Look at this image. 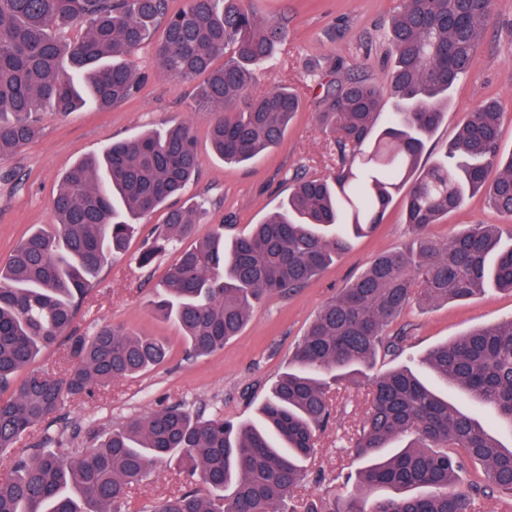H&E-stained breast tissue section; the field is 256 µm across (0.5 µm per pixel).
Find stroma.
I'll list each match as a JSON object with an SVG mask.
<instances>
[{
    "label": "stroma",
    "instance_id": "stroma-1",
    "mask_svg": "<svg viewBox=\"0 0 512 512\" xmlns=\"http://www.w3.org/2000/svg\"><path fill=\"white\" fill-rule=\"evenodd\" d=\"M246 2L284 27L274 67L258 74L250 96L285 84L295 88L303 102L281 144L245 165L227 164L214 156L208 138L212 114L195 106L194 84L163 75L154 46L145 45L128 59L134 69L148 76L135 98L106 112L88 107L63 117L43 110L38 114V137L0 162V262L6 261L14 245L32 229L52 223L53 198L64 173L76 162L112 141L165 123H189L197 140L198 177L186 187L180 202L188 205L200 197L208 199L209 212L195 226L198 238L219 224L228 238L247 233L251 225L287 199L295 173L325 175L334 168L331 138L318 123V114L325 109L324 90L309 74L314 71L331 77L341 65L385 85L390 72L385 36L402 0ZM495 14L471 74L450 94L448 109L426 144L421 165H431L455 137L467 113L491 99L504 108L502 148L512 150V0H496ZM403 208L402 196H395L377 229L355 239L351 249L317 280L291 294L263 301L240 335L222 351L195 360L185 359L179 329L148 305L156 284L179 252L168 250L151 268H140L138 254L155 225L163 222L164 214L159 211L142 221L125 251L111 257L102 269L97 285L77 313L76 326L87 335L108 323L160 336L169 345V357L137 378L113 383L105 393L67 400L56 423L65 449L78 452L95 447L94 433L145 415L161 404L182 403L205 416H220L234 423L255 420L270 387L287 369L296 343L321 306L376 257L407 243ZM501 221L485 199L476 195L466 199L459 211L431 225L428 236L443 242L468 225ZM509 317L512 294L495 289L467 302L409 307L391 328L410 330V349L398 361L377 362L374 371L385 372L395 363L417 367L419 357L433 347ZM366 390L362 383L339 390L334 418L319 439L316 455L306 463L311 480L301 489V497H340L350 492L344 476L357 463L350 449L337 447L336 435L350 430L360 419ZM185 484L184 474L175 466L155 464L148 479L135 488L128 508L130 512H147L157 499Z\"/></svg>",
    "mask_w": 512,
    "mask_h": 512
}]
</instances>
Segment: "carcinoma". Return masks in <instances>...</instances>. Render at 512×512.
Listing matches in <instances>:
<instances>
[{"label":"carcinoma","instance_id":"1","mask_svg":"<svg viewBox=\"0 0 512 512\" xmlns=\"http://www.w3.org/2000/svg\"><path fill=\"white\" fill-rule=\"evenodd\" d=\"M494 16L495 0H403L389 31L393 112L381 111L377 88L358 74L327 81L312 74L324 87L320 121L336 165L325 176H293L287 200L229 241L216 231L184 245L205 202L169 205L200 167L187 123L115 141L64 175L53 223L21 239L0 265V512H122L133 487L164 461L207 492L173 493L151 512H481L485 500L512 495V446L404 366L367 379L363 418L343 436L361 463L354 491L337 501H294L331 417L333 386L355 381L380 356L404 352L411 333L387 328L405 307L466 301L490 287L512 293V244L500 225L471 224L442 243L426 237L477 193L512 220V152L501 150L500 104L471 109L440 157L419 168ZM159 23L161 72L202 78L198 99L213 112V152L241 164L278 146L300 98L283 85L247 94L282 30L240 0H187L174 13L168 0H0V161L37 137L44 108L68 115L89 101L106 111L134 98L146 76L127 57L151 42ZM69 26L80 36L57 35ZM396 195L415 245L379 256L318 311L260 408L262 426L173 405L106 432L88 452L58 450L47 428L36 444L18 447L51 423L66 397L105 391L166 361L161 337L121 325L91 336L73 329L134 221L166 209L138 263L149 267L180 248L150 304L197 358L223 350L262 299L317 278L350 238L382 222ZM62 338L74 359L63 376L31 370L17 379ZM423 363L512 432V318L431 349ZM468 462L481 464L486 480L461 488L457 473Z\"/></svg>","mask_w":512,"mask_h":512}]
</instances>
